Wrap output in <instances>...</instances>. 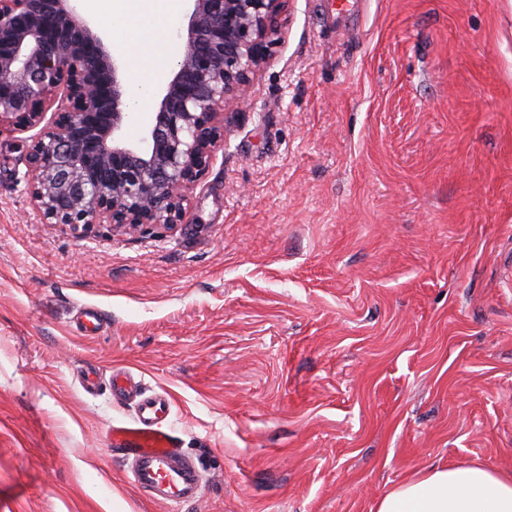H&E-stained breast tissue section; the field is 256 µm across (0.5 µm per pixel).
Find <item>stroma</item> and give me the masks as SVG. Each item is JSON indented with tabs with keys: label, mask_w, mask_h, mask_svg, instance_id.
<instances>
[{
	"label": "stroma",
	"mask_w": 512,
	"mask_h": 512,
	"mask_svg": "<svg viewBox=\"0 0 512 512\" xmlns=\"http://www.w3.org/2000/svg\"><path fill=\"white\" fill-rule=\"evenodd\" d=\"M287 0L184 222L46 223L0 127V512H375L512 475V0ZM102 310L96 337L74 330ZM168 393L198 501L145 499L87 364ZM377 512H512V476L476 463L437 466L392 487Z\"/></svg>",
	"instance_id": "obj_1"
}]
</instances>
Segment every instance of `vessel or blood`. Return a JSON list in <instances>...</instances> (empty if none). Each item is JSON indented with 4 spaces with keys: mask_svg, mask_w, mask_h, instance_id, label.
I'll return each mask as SVG.
<instances>
[{
    "mask_svg": "<svg viewBox=\"0 0 512 512\" xmlns=\"http://www.w3.org/2000/svg\"><path fill=\"white\" fill-rule=\"evenodd\" d=\"M108 388L113 398L132 401L135 407L131 421L111 424L105 431L108 448L131 461L134 487L155 503L195 502L202 476L195 462L179 451L167 425L173 406L170 395L147 393L141 377L126 368L112 371Z\"/></svg>",
    "mask_w": 512,
    "mask_h": 512,
    "instance_id": "b4317fda",
    "label": "vessel or blood"
}]
</instances>
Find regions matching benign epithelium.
I'll return each instance as SVG.
<instances>
[{
    "label": "benign epithelium",
    "mask_w": 512,
    "mask_h": 512,
    "mask_svg": "<svg viewBox=\"0 0 512 512\" xmlns=\"http://www.w3.org/2000/svg\"><path fill=\"white\" fill-rule=\"evenodd\" d=\"M179 59L138 143L128 77L75 0H0V126L24 141L29 194L49 224L134 234L174 228L224 139V111L271 56L285 0H186Z\"/></svg>",
    "instance_id": "benign-epithelium-1"
}]
</instances>
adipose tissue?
<instances>
[{
    "label": "adipose tissue",
    "mask_w": 512,
    "mask_h": 512,
    "mask_svg": "<svg viewBox=\"0 0 512 512\" xmlns=\"http://www.w3.org/2000/svg\"><path fill=\"white\" fill-rule=\"evenodd\" d=\"M183 0H81L82 12L108 22L112 49L131 75L130 111H143L178 48L173 21ZM377 512H512V476L470 463L434 467L392 487Z\"/></svg>",
    "instance_id": "1"
}]
</instances>
